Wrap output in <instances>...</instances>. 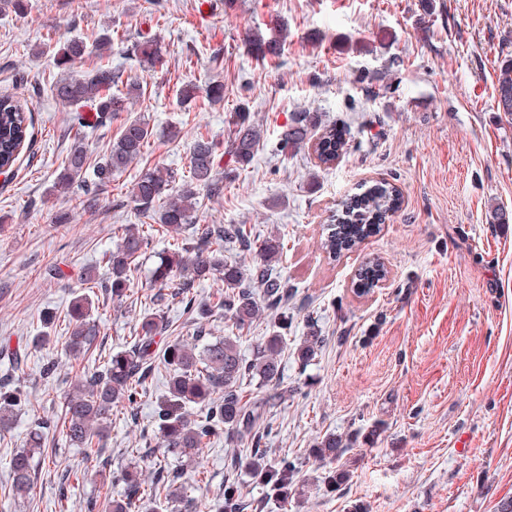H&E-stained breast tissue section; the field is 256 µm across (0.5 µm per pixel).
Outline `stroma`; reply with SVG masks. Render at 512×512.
Wrapping results in <instances>:
<instances>
[{"label": "stroma", "mask_w": 512, "mask_h": 512, "mask_svg": "<svg viewBox=\"0 0 512 512\" xmlns=\"http://www.w3.org/2000/svg\"><path fill=\"white\" fill-rule=\"evenodd\" d=\"M0 12V93L26 103L34 135L9 176H0V347H22L23 362L0 355V379L28 394L0 432V512H110L122 483L63 480L88 451L50 431L30 496L14 499L9 460L42 420L59 415L83 361L66 358L59 339L66 307L81 292L82 267L108 268L102 255L112 230L140 218L129 190L145 167L186 175L189 145L224 141L225 118L247 104L264 129L251 165L224 181L221 196L203 198L201 224H248L288 239L275 272L287 282L290 316L278 385L267 400L270 458H301L287 504L270 500L246 467L224 465L230 443L214 439L180 482L194 498L214 501L225 479L238 481L246 512H498L512 499V223L494 224L495 207L512 211V120L498 112L493 84L501 58L512 57V0H25ZM287 25L276 59L248 54V32L274 35ZM107 55L122 76L115 96L138 82V97L102 125L78 130L50 86L55 55L72 38L93 43L104 29ZM160 39L162 65L134 53ZM220 83L224 99L198 95L180 103L183 84ZM322 113L345 127L349 145L331 165L316 167L311 150L282 152L279 133L291 113ZM137 116L154 135L140 160L93 193H48L66 153L85 134L93 160L109 152L125 119ZM175 129L179 136L169 139ZM387 179L403 193L401 208L358 250L339 261L321 247L323 224L360 185ZM69 221L57 223L59 213ZM378 258L384 285L356 296L359 266ZM136 303L113 304L95 289L100 324L96 351L109 356L154 307L192 338L195 324L180 300L154 302L146 280ZM57 314L49 345L33 347L44 311ZM315 317L327 343L308 366L297 348ZM58 363L43 379L42 366ZM166 390L157 367L136 418L116 413L102 458L112 469L138 462L156 447L153 412ZM375 430L343 456L350 479L339 490L322 480L311 455L317 441L357 428Z\"/></svg>", "instance_id": "obj_1"}]
</instances>
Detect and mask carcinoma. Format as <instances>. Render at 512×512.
I'll return each instance as SVG.
<instances>
[{
	"instance_id": "1",
	"label": "carcinoma",
	"mask_w": 512,
	"mask_h": 512,
	"mask_svg": "<svg viewBox=\"0 0 512 512\" xmlns=\"http://www.w3.org/2000/svg\"><path fill=\"white\" fill-rule=\"evenodd\" d=\"M286 39L282 33L264 39L250 35L246 49L258 59L280 55ZM111 37L99 36L93 46L73 39L58 54L59 76L51 88L53 97L69 107L93 106L98 123L123 110V100L112 95V84L119 76L112 66L99 64L82 74L69 71V65L86 55L104 58L110 49ZM140 61L153 68L162 62L163 52L157 38L137 45ZM499 111L512 117V58L499 67L494 84ZM32 114L10 94H0V167L12 169L25 143L32 137ZM229 135L224 143L198 137L190 147L189 176L181 185L170 169L153 167L140 171L129 193L131 203L140 215L153 220L151 224H124L115 232L112 249L103 259L111 276L101 279L94 267L81 271L83 283L102 288L112 301L123 302L132 292L138 261L148 239L159 225L170 237L191 232L190 241L182 247L163 251L156 256L149 278L154 286L172 288L174 296L185 302V309L207 319L214 311H222L239 332L248 330L264 315L278 320V327H288L284 307L288 301V284L273 273L272 263L284 249L283 238L271 234L263 239L254 236L245 224H198L199 190L209 196L224 192L220 177L221 161L229 172L249 166L260 146L263 130L244 104L229 113ZM153 136L149 124L139 118L127 119L108 156L92 163L84 143L78 137L70 147L62 169L56 176L50 194L62 196L77 184L86 191L112 180L129 164L140 159ZM347 132L327 125L318 112H295L279 134V145L285 152H296L315 146L317 166L336 161L348 141ZM402 203L397 185L380 180L359 193L348 194L336 204L331 223L324 226L322 249L335 261L359 248L376 235L390 213ZM232 246L252 261H231L224 255V246ZM384 263L368 259L354 275L353 288L365 295L385 280ZM218 279L224 290L205 303L189 298L195 283ZM93 300L87 294H77L69 302L67 336L62 342L65 354L76 360L92 353L100 336L99 324L91 315ZM310 333L298 347L303 363L310 362L323 348L326 338L315 329L312 317H307ZM169 322L158 313L147 310L141 315L135 336L125 348L96 367L75 376L62 403L63 432L75 448H90L93 441H102L112 427L113 410L134 405L144 394L146 383L156 364L167 371V391L157 404L154 422L160 439V455L165 463L180 466L195 462L201 449L211 439L225 432L230 437L250 440L251 451L247 467L268 491L280 501L288 502L298 473L299 459L268 458L261 447V426L266 416V403L245 399V382H257L260 387L280 381V356L285 348L284 336L274 332L257 343L253 358H245L239 349V337L207 339L205 327L198 326L193 342L172 339L160 344L157 337L167 331ZM25 400L23 391L8 381L0 382V428L10 424L14 411ZM42 434L29 436L25 448L17 451L10 461L12 494L21 499L28 496L34 485L36 458L41 456ZM351 441L330 434L314 445L313 455L330 465L323 482L338 489L350 478L348 470L336 461L350 448ZM120 476L126 484L123 499L112 502V512H194L196 500L178 485L177 469H154L142 478L138 467L127 466ZM248 506L241 486L224 482L223 500L214 505V512H244Z\"/></svg>"
}]
</instances>
